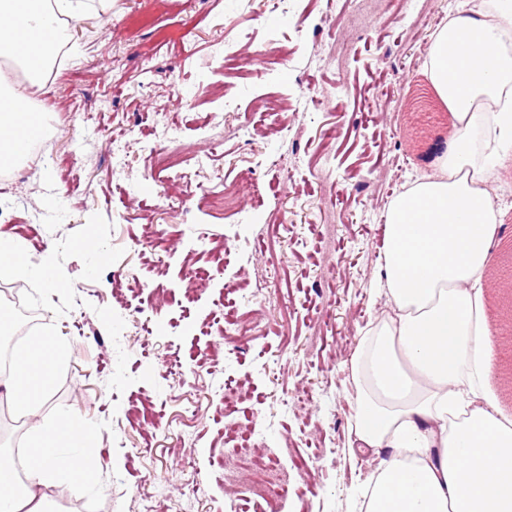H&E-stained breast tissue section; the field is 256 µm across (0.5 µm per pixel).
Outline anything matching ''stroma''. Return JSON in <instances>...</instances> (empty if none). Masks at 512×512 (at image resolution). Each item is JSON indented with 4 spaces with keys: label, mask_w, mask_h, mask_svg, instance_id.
I'll use <instances>...</instances> for the list:
<instances>
[{
    "label": "stroma",
    "mask_w": 512,
    "mask_h": 512,
    "mask_svg": "<svg viewBox=\"0 0 512 512\" xmlns=\"http://www.w3.org/2000/svg\"><path fill=\"white\" fill-rule=\"evenodd\" d=\"M359 0H112L107 19L72 23L79 55L29 88L71 106L70 140L55 114L47 129L55 163L32 171L11 195L0 236L25 242L30 265L51 266L65 288L7 278L38 314V332L61 338L40 416L70 412L94 432L85 453L90 485L48 489L58 512H348L371 469L350 463L354 407L348 361L358 330L379 315L369 289L382 263L386 192L431 174L452 133L447 113L418 111L432 90L422 76L430 36L472 0H424L361 13L348 55L324 53ZM169 47L149 52L155 29ZM270 42L269 65L247 49ZM312 85L319 94L299 97ZM287 132H280V125ZM258 127L253 139L233 128ZM198 171L212 192L245 189L231 210L161 206L168 163ZM505 214L488 275L512 244V164L489 186ZM156 248L139 244L146 225ZM128 262L140 287L112 284ZM210 286L186 289L187 270ZM263 283L249 311L237 286ZM251 312L248 336L226 322ZM512 338H496L486 389L512 414ZM245 396L225 409L224 386ZM253 430L274 457L282 497L273 506L246 483L230 487L237 443Z\"/></svg>",
    "instance_id": "obj_1"
}]
</instances>
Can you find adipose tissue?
<instances>
[{
  "label": "adipose tissue",
  "instance_id": "ef3b65f1",
  "mask_svg": "<svg viewBox=\"0 0 512 512\" xmlns=\"http://www.w3.org/2000/svg\"><path fill=\"white\" fill-rule=\"evenodd\" d=\"M90 9L86 0H0V57L41 84L30 61L53 58L62 18ZM422 74L453 132L437 171L385 213L370 301L387 312L360 329L349 362L348 454L376 455L377 464L355 486L351 512H512V418L477 390L492 364L484 276L503 223L488 185L512 163V0H481L451 17L433 34ZM26 98L0 91L1 167L23 157L15 139ZM0 272L61 287L50 267L32 271L17 238H0ZM65 358L53 336L17 349L1 384L18 415L37 416ZM91 434L68 413L39 419L24 472L0 457V512H52L47 488L94 481L84 454Z\"/></svg>",
  "mask_w": 512,
  "mask_h": 512
}]
</instances>
